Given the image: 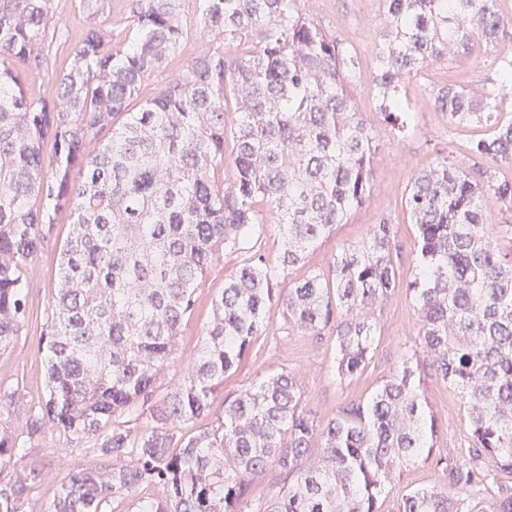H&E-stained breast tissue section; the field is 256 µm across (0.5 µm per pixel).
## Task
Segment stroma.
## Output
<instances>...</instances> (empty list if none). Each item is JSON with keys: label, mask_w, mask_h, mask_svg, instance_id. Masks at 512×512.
<instances>
[{"label": "stroma", "mask_w": 512, "mask_h": 512, "mask_svg": "<svg viewBox=\"0 0 512 512\" xmlns=\"http://www.w3.org/2000/svg\"><path fill=\"white\" fill-rule=\"evenodd\" d=\"M78 2L54 0L61 24L52 54L60 70L65 68L88 23L86 14L77 8ZM302 10L356 52L360 73L354 94L379 144L372 160L373 186L368 200L354 209L345 223L337 225L332 236L310 250L305 266L327 268L344 248L365 239L371 224L385 218L397 226L396 262L402 279H409L415 266V228L404 199L411 182L420 170L443 158L465 171L477 170L475 158L467 152L465 135L449 126L447 115L435 110L431 99L448 84L480 89L493 75L491 59L474 55L449 65L436 64L407 79V94L415 107L409 128L400 133L382 121L373 101L370 64L377 46L381 0H303ZM73 220L70 211L59 212L44 247L28 262V326L20 336L0 346V386L16 392L14 405L0 412V429L21 432L30 410L44 399L46 378L40 336L59 275L60 249ZM243 260V254L225 253L206 272L196 291L194 310L182 324L176 358L156 380L153 400L163 399L182 380L185 361L204 342L215 298ZM370 317L374 346L369 364L358 376L343 379L336 372L335 336L325 331L318 335H286L279 329V307L270 306L266 311V330L253 338L237 370L225 378L222 392L214 396L211 416L190 422L185 433L192 435L217 426L225 394L251 387L281 370L294 375L303 394L302 406L318 424L335 418L346 405L364 400L404 357L412 354L419 336L415 303L406 289H396L389 298L377 303ZM421 392L437 421L433 453L395 475L381 498V512H397L402 497L415 488L448 486L449 477L439 466V459L463 462L470 457L469 421L457 390L434 374L425 373L421 376ZM93 445V438L73 441L61 432L44 428L32 439L24 459L25 464L41 468L43 476L25 497L19 512H51L57 486L68 473L96 462L109 466V459L100 460L93 455Z\"/></svg>", "instance_id": "stroma-1"}]
</instances>
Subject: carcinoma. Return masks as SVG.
<instances>
[{"label": "carcinoma", "instance_id": "obj_1", "mask_svg": "<svg viewBox=\"0 0 512 512\" xmlns=\"http://www.w3.org/2000/svg\"><path fill=\"white\" fill-rule=\"evenodd\" d=\"M183 2L132 0L119 45L111 30L88 23L56 73L53 0H0V344L25 330L27 262L56 214L71 210L41 335L46 395L25 433L49 423L76 440L96 438V455L122 461L61 480L53 512H106L109 499L143 484L163 495L139 499L136 512H379L385 484L430 453L437 434L414 359L464 400L474 455L451 468L453 484L497 481L495 470L477 466L484 453L512 472V249L498 244L512 240V179L489 166L473 180L446 158L423 169L405 198L417 232L406 288L420 350L324 426L300 408L294 377L281 371L225 396L217 427L183 432L210 412L224 377L266 329L269 306L281 309L287 334L335 335L337 372L353 377L371 353L369 310L401 285L396 225L387 219L327 268L289 278L367 201L377 150L350 92L357 57L302 14L301 0H196L209 49L131 108L185 38ZM482 50L494 53L490 87L450 84L433 104L453 128L472 132V156L511 166L512 102L501 88L512 84V17L498 0H383L376 109L407 128L405 79ZM16 60L51 74L54 99L27 91ZM228 112L237 113L232 178L220 185L214 172L224 168ZM75 167L79 183L70 178ZM491 200L505 208L501 224L484 220ZM271 222L283 237L274 263L257 249ZM225 252L247 257L213 303L202 348L182 381L148 403L174 360L199 281ZM144 414L154 425L137 434L131 422ZM108 421L112 430L99 434ZM26 455L15 433L0 430V467ZM272 468L282 487L242 510L249 478ZM38 480V469L22 466L0 481V512H18ZM398 512L468 510L465 499L432 486L403 497ZM495 512H512V486H499Z\"/></svg>", "mask_w": 512, "mask_h": 512}]
</instances>
